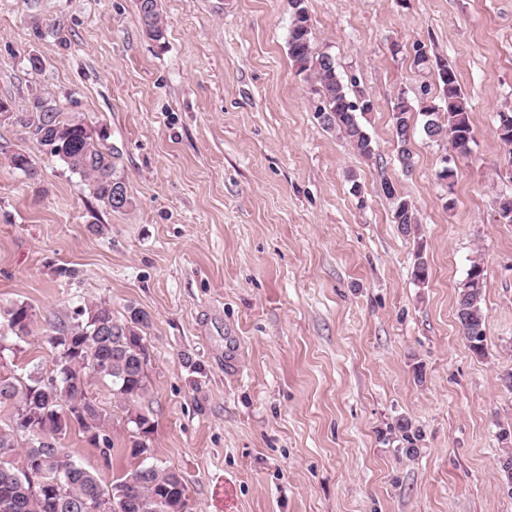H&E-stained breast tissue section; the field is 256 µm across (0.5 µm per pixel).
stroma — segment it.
Returning <instances> with one entry per match:
<instances>
[{
    "label": "stroma",
    "instance_id": "35a3bbf8",
    "mask_svg": "<svg viewBox=\"0 0 512 512\" xmlns=\"http://www.w3.org/2000/svg\"><path fill=\"white\" fill-rule=\"evenodd\" d=\"M160 4L154 42L136 0H0V309L34 318L0 374L51 369L46 318L133 305L150 318V461L182 475L189 512H512L497 468L512 429V224L496 213L512 194L496 133L512 109V0H305L315 46L372 102L369 159L318 122L286 0ZM418 46L470 105L471 150L445 183L451 147L421 115L412 170L397 161V101L440 99ZM38 100L102 129L126 208L35 139ZM388 182L417 236L394 224ZM475 259L481 357L456 316ZM90 396L112 419L111 462L78 429L64 444L109 486L132 464V432L109 384ZM404 420L422 431L410 455ZM139 16L144 34L152 41L159 42L165 39V27L161 15L157 10L145 11V5L153 0H137ZM142 4V6H141Z\"/></svg>",
    "mask_w": 512,
    "mask_h": 512
}]
</instances>
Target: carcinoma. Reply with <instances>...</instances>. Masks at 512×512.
<instances>
[{
  "instance_id": "cac0c4a2",
  "label": "carcinoma",
  "mask_w": 512,
  "mask_h": 512,
  "mask_svg": "<svg viewBox=\"0 0 512 512\" xmlns=\"http://www.w3.org/2000/svg\"><path fill=\"white\" fill-rule=\"evenodd\" d=\"M152 0H138L144 34L152 41L165 39V27L159 11H147ZM290 23L288 53L300 73L318 81L321 111L319 122L327 129L344 134L361 156L373 155L372 139L360 123L359 116L371 111L372 103L363 96H351L348 86L336 73L334 60L318 51L312 42V30ZM438 81L446 107L444 111L422 104L419 115L430 124L423 129L432 140H449L451 147L469 148L473 140L470 107L454 70L439 65ZM39 116L34 135L68 169L83 177L92 195L111 209L128 206L125 182L117 174L112 148L106 136L94 135L85 124L67 120L55 108L38 103ZM413 108L399 101L392 113L397 138L398 161L408 169L413 154L408 148L409 121ZM385 196L393 203V219L404 234L418 223L416 210L399 196L392 183H385ZM469 270L475 272L478 287L459 292L457 319L461 328L479 331L469 345L479 356L485 355V315L481 306L485 287V270L478 261ZM8 327L17 338L28 335L32 314L27 306L13 304L4 309ZM150 319L130 305L118 318L105 302L91 303L77 309L68 321L49 320L44 342L49 347L54 369L47 375L33 372L24 378L0 376V404H10L14 414L8 430L0 428V512H87L98 499H123V512H187L186 486L180 473L140 462L126 470L110 487L101 484L97 474L77 464L62 440L76 427L104 459L112 460L110 417L90 400L88 390L94 381H107L112 395L127 409V423L134 424L141 439L131 446V456L150 451L145 437L152 433L150 417L135 409V404L149 390L146 370L136 362L148 356L141 332ZM58 388H52V380ZM60 476L55 486H32L36 474Z\"/></svg>"
}]
</instances>
